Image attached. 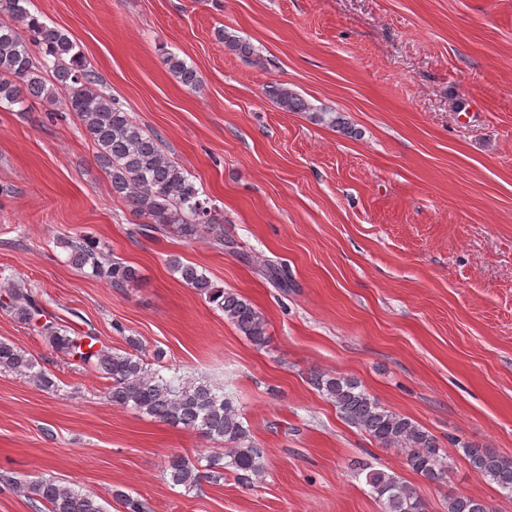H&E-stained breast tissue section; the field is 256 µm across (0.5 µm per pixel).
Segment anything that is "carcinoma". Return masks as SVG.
<instances>
[{"mask_svg":"<svg viewBox=\"0 0 512 512\" xmlns=\"http://www.w3.org/2000/svg\"><path fill=\"white\" fill-rule=\"evenodd\" d=\"M29 0H0V12L9 22L0 21V104L24 106L28 101L60 102L77 118L82 133L96 146L97 159L108 174L112 194L120 198L133 215L143 219L139 232L144 236L175 232L193 239L215 229L211 207L188 172L164 150L158 134L142 128L130 113L116 106L98 90L99 78L69 35L33 14ZM218 41L242 55L254 54L252 45L220 26L214 31ZM38 53H33L32 48ZM169 72L179 82L196 90L201 74L179 56L165 58ZM270 94L281 109L308 112L310 119L332 127L343 124L342 116L315 109L286 87H274ZM70 260L88 275L104 279L114 288H124L137 278L134 267L123 262L103 261L95 243L87 238L69 239ZM170 268L188 287L204 295L255 346L268 339L264 316L248 300L230 290L215 287L197 266L178 258ZM0 306L19 322L45 339L61 355L95 369L109 382L106 395L115 406L134 410L171 425L199 431L214 442L224 443V456L201 454L191 460L172 454L164 474L174 486L197 490L202 482H218L224 470L251 486L263 481L266 464L260 449L247 443L248 433L231 399L204 383L182 381L174 374L165 378L148 367L142 358L140 342L126 338L128 349L96 346L98 338L71 333L56 316L45 312L30 288L11 286ZM27 377L45 391L58 390L51 374L38 366L26 351L0 340V371ZM311 384L331 400L340 415L363 430L384 448L404 455L406 466L430 482H441L449 469L436 437L411 418L390 411L367 393L354 379L314 371ZM462 454L470 467L494 484L503 496L512 498V456L489 448L464 444ZM366 483L383 505L384 512H425L417 489L392 471L366 473ZM0 485L19 490L32 501L38 512H106L99 496L90 490H75L53 477L22 483L12 473L0 471ZM112 497L125 512H146V504L122 490ZM446 512H492L478 498L451 494Z\"/></svg>","mask_w":512,"mask_h":512,"instance_id":"cac0c4a2","label":"carcinoma"}]
</instances>
